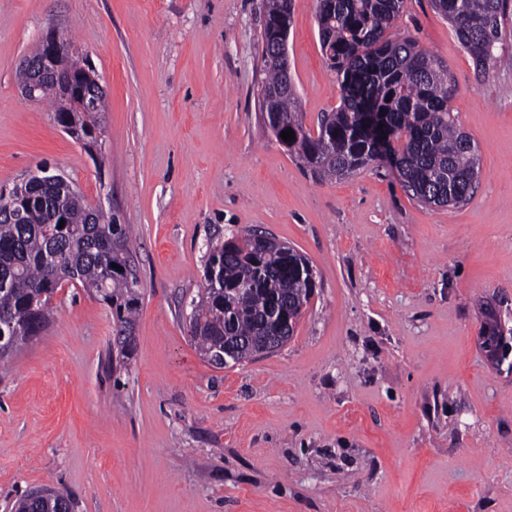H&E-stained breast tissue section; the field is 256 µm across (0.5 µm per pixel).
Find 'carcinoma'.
<instances>
[{
	"instance_id": "obj_1",
	"label": "carcinoma",
	"mask_w": 512,
	"mask_h": 512,
	"mask_svg": "<svg viewBox=\"0 0 512 512\" xmlns=\"http://www.w3.org/2000/svg\"><path fill=\"white\" fill-rule=\"evenodd\" d=\"M448 20L458 42L483 72L498 65L502 21L509 0H431ZM320 44L341 87V102L321 114L316 130L305 127L298 98L287 88L288 73L273 59L277 38L290 27L292 0H267L262 85L267 129L318 178H345L381 162L367 111L382 113L384 152L412 197L436 206L466 203L478 187L477 146L456 124L449 103L455 87L448 68L416 39L392 30L405 0H317ZM41 204L23 208L22 223L0 220V334L11 349L8 364L52 315V297L70 282L99 297L112 311L120 352L140 300L139 281L129 272L130 228L92 216L83 194L68 195L37 185ZM64 226H59V222ZM208 246L205 286L191 302L189 332L211 364L224 347L238 348L241 363L263 353L276 334L275 305L287 307L291 331L308 306V272L300 259L272 236L249 230ZM18 512H67L69 503L30 493Z\"/></svg>"
}]
</instances>
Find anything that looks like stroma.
<instances>
[{
  "label": "stroma",
  "instance_id": "35a3bbf8",
  "mask_svg": "<svg viewBox=\"0 0 512 512\" xmlns=\"http://www.w3.org/2000/svg\"><path fill=\"white\" fill-rule=\"evenodd\" d=\"M316 0H292L288 70L307 128L340 103ZM265 0H0V187L39 164L136 240L133 350L110 308L55 294L0 369V512L52 487L75 512H512V367L479 349L481 307L512 329V66L478 72L430 0L395 32L448 67L480 178L458 207L390 167L306 171L266 128ZM106 88L102 148L18 90L48 30ZM251 229L294 247L315 293L293 338L223 368L188 332L209 243Z\"/></svg>",
  "mask_w": 512,
  "mask_h": 512
}]
</instances>
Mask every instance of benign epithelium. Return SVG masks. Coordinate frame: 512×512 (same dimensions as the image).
<instances>
[{
  "mask_svg": "<svg viewBox=\"0 0 512 512\" xmlns=\"http://www.w3.org/2000/svg\"><path fill=\"white\" fill-rule=\"evenodd\" d=\"M74 45L53 31L47 32L41 40V54L36 58L27 57L21 64L20 88L29 100L36 99L45 78L52 76L60 84L57 111L88 112L90 103L105 93V88L96 77L87 82L83 75L72 66ZM34 184L60 186L76 191L65 177L51 167L44 165L17 182L9 190H0V218L16 220L19 207L28 201V190Z\"/></svg>",
  "mask_w": 512,
  "mask_h": 512,
  "instance_id": "7a95c632",
  "label": "benign epithelium"
}]
</instances>
